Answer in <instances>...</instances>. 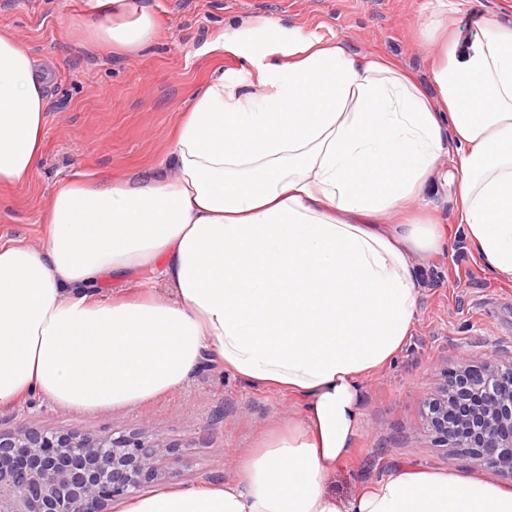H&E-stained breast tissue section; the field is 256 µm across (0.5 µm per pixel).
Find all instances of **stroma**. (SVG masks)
<instances>
[{"mask_svg":"<svg viewBox=\"0 0 512 512\" xmlns=\"http://www.w3.org/2000/svg\"><path fill=\"white\" fill-rule=\"evenodd\" d=\"M505 0H131L160 29L137 56L115 55L90 39L103 16L88 0H0V31L16 37L47 77L42 158L30 179L0 185V243L37 244L57 185L73 177L105 182L133 176L160 161L179 112L216 76L252 72L251 57L273 61L280 46L266 39L249 51L204 53L244 22L268 19L277 30L302 29L353 55H380L423 84L431 74L420 23L446 17L459 59L476 51L483 22ZM419 214L448 228L441 251L412 263L420 292L412 334L396 358L362 383L358 436L327 485L347 498L406 467L483 476L467 456H452L420 429V410L444 369L461 359L512 354V282L493 277L458 231L451 190L427 187ZM301 413L299 399L256 386L204 358L185 386L137 408L78 413L39 393L0 407V429L103 435L145 430L163 438L168 488L196 485L202 474L232 481L241 457Z\"/></svg>","mask_w":512,"mask_h":512,"instance_id":"obj_1","label":"stroma"}]
</instances>
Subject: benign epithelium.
I'll use <instances>...</instances> for the list:
<instances>
[{
    "label": "benign epithelium",
    "instance_id": "1",
    "mask_svg": "<svg viewBox=\"0 0 512 512\" xmlns=\"http://www.w3.org/2000/svg\"><path fill=\"white\" fill-rule=\"evenodd\" d=\"M422 427L512 477V357L465 359L423 403ZM164 441L141 433L0 431V512H112L161 480Z\"/></svg>",
    "mask_w": 512,
    "mask_h": 512
}]
</instances>
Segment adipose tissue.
<instances>
[{
	"label": "adipose tissue",
	"instance_id": "ef3b65f1",
	"mask_svg": "<svg viewBox=\"0 0 512 512\" xmlns=\"http://www.w3.org/2000/svg\"><path fill=\"white\" fill-rule=\"evenodd\" d=\"M96 42L135 55L158 30L129 0ZM430 87L392 60L289 33L248 82L217 79L181 113L167 152L136 178L59 184L44 240L0 244V406L37 392L77 411L136 407L188 381L207 355L303 400L287 432L232 483L133 499L127 512H512V486L409 469L339 498L327 489L359 431L365 377L411 335V255L446 244L410 205L443 156L470 246L512 281V5L473 57L422 27ZM35 61L0 33V184L44 147ZM151 267L168 288L97 291Z\"/></svg>",
	"mask_w": 512,
	"mask_h": 512
}]
</instances>
